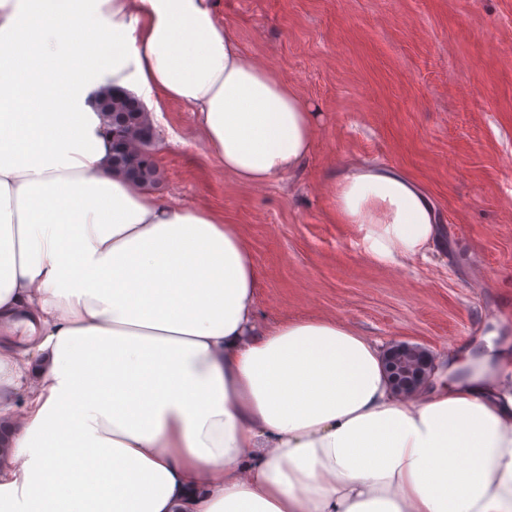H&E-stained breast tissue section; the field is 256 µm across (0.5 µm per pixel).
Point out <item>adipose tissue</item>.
Masks as SVG:
<instances>
[{"mask_svg": "<svg viewBox=\"0 0 512 512\" xmlns=\"http://www.w3.org/2000/svg\"><path fill=\"white\" fill-rule=\"evenodd\" d=\"M70 62L42 59L58 106L0 119V512H512L507 351L424 397L391 389L379 341L334 319L259 324L241 228L112 169L86 104L114 86L194 112L205 160L239 183L296 175L315 114L244 54L213 0H61ZM26 0L0 48L27 56ZM364 254L405 267L438 215L400 170L331 177ZM24 339H16V332Z\"/></svg>", "mask_w": 512, "mask_h": 512, "instance_id": "adipose-tissue-1", "label": "adipose tissue"}]
</instances>
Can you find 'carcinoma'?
<instances>
[{"mask_svg": "<svg viewBox=\"0 0 512 512\" xmlns=\"http://www.w3.org/2000/svg\"><path fill=\"white\" fill-rule=\"evenodd\" d=\"M100 99L112 104L97 111L107 134L112 136L113 168L127 177L139 175L136 183L154 186L162 181V171L146 155L154 137L148 110L136 96L121 92L110 84L98 88Z\"/></svg>", "mask_w": 512, "mask_h": 512, "instance_id": "carcinoma-1", "label": "carcinoma"}]
</instances>
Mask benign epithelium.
<instances>
[{"label":"benign epithelium","mask_w":512,"mask_h":512,"mask_svg":"<svg viewBox=\"0 0 512 512\" xmlns=\"http://www.w3.org/2000/svg\"><path fill=\"white\" fill-rule=\"evenodd\" d=\"M384 358L395 389L407 397L417 394L434 374L431 352L417 344L397 342Z\"/></svg>","instance_id":"obj_1"}]
</instances>
